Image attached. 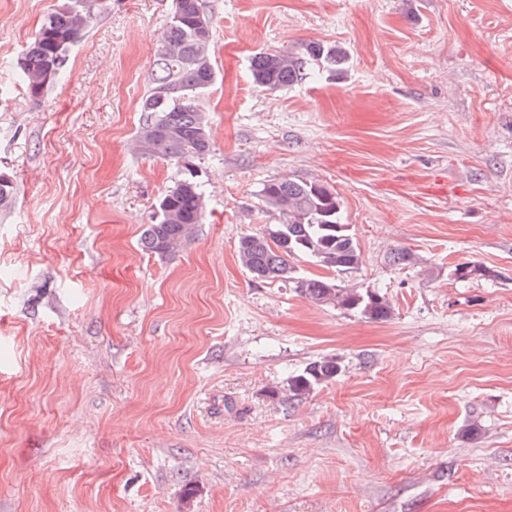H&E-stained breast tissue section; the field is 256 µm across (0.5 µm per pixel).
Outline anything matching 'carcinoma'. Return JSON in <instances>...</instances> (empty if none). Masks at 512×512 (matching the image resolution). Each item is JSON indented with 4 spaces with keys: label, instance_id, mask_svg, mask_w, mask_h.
<instances>
[{
    "label": "carcinoma",
    "instance_id": "1",
    "mask_svg": "<svg viewBox=\"0 0 512 512\" xmlns=\"http://www.w3.org/2000/svg\"><path fill=\"white\" fill-rule=\"evenodd\" d=\"M176 0L173 15L162 32L148 89L140 102L142 122L136 133L137 150L162 158L179 171V178L159 198L150 224L141 235L149 253L166 256L178 251L203 223L204 191L197 161L212 148L211 133L198 98L217 79L211 54L213 25L196 9H183ZM104 0H60L48 13L19 59L28 95L39 99L64 67L70 48L79 42ZM348 52L340 45L309 40L286 51H259L250 60L253 79L271 90L289 88L310 78L311 66L336 77L344 71ZM259 204L278 213L277 224L241 238L238 261L250 276L263 281L293 280L295 290L317 303L357 310L366 318L384 321L392 316L390 303L374 291L343 288L329 277H292L288 258L303 254L336 272L358 269L362 255L341 223L338 194L324 184L271 180L258 194ZM341 366L324 358L308 364L288 380V392L299 398L336 378Z\"/></svg>",
    "mask_w": 512,
    "mask_h": 512
}]
</instances>
